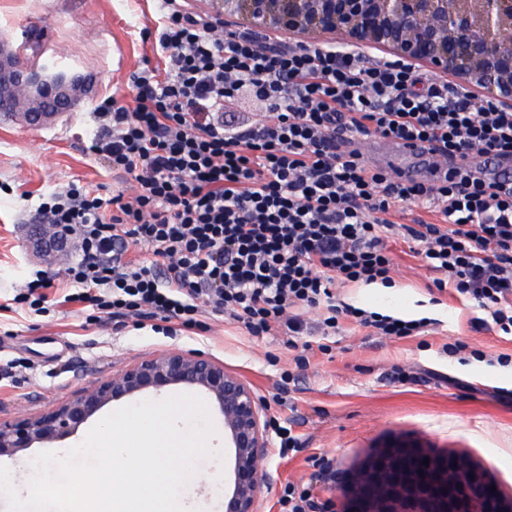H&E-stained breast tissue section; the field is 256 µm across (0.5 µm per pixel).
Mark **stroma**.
<instances>
[{"mask_svg":"<svg viewBox=\"0 0 512 512\" xmlns=\"http://www.w3.org/2000/svg\"><path fill=\"white\" fill-rule=\"evenodd\" d=\"M160 20L158 0H0V39L10 41L36 67L82 73L91 91L71 112L33 129L0 115V303L13 298L32 272L56 271L77 255L63 250L45 257L33 252L31 211L41 194L76 182L105 197L132 195L133 187L113 176L89 150L92 113L104 99L130 101V76L153 58L147 37ZM389 248L395 284L372 289L347 283L338 302L403 318L414 308H432L433 325L404 339L371 335L349 319L339 322L331 354L311 337L308 364L294 366L295 350L284 333L249 335L221 315H205L207 330L170 335L137 327L88 321L82 304L66 302L73 286L54 281L49 312L0 310V417L38 416L78 391L104 382L128 365L165 350L196 352L223 363L245 379L268 405V418L291 425L297 452L283 457L270 443L267 465L273 484L263 512H281L286 482L312 485L319 501L344 512L354 473L376 450L399 443L467 457L512 498V368L443 353L461 339L495 355L512 353V335L472 327L484 312L452 289H433L407 243ZM27 367L4 379L11 360ZM294 378L282 382V370ZM407 380H400V373ZM209 416L213 452L182 489L187 512H223L224 422Z\"/></svg>","mask_w":512,"mask_h":512,"instance_id":"1","label":"stroma"}]
</instances>
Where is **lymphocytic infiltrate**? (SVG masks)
I'll use <instances>...</instances> for the list:
<instances>
[{"label": "lymphocytic infiltrate", "instance_id": "lymphocytic-infiltrate-1", "mask_svg": "<svg viewBox=\"0 0 512 512\" xmlns=\"http://www.w3.org/2000/svg\"><path fill=\"white\" fill-rule=\"evenodd\" d=\"M153 50L159 65L130 77L132 104L98 106L91 151L136 193L103 198L70 183L32 216L72 241L64 270L70 303L92 320L178 321L201 327L203 308L250 335L321 333L341 318L379 336L419 335L404 320L338 303L335 288L391 285L388 242L400 237L453 289L512 335V175L490 179L472 161L512 160V111L474 105L409 64L333 47L287 45L228 31L221 20L163 0ZM247 99L262 119L238 121ZM362 137L431 146L438 164L421 182L370 165ZM424 214L397 220L396 207ZM143 245L152 261L129 259ZM324 308L308 325L305 311Z\"/></svg>", "mask_w": 512, "mask_h": 512}]
</instances>
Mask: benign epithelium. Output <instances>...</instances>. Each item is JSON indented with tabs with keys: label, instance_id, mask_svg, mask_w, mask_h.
Instances as JSON below:
<instances>
[{
	"label": "benign epithelium",
	"instance_id": "7a95c632",
	"mask_svg": "<svg viewBox=\"0 0 512 512\" xmlns=\"http://www.w3.org/2000/svg\"><path fill=\"white\" fill-rule=\"evenodd\" d=\"M209 9L264 34L281 32L305 43L358 50L384 48L403 61L423 62L455 77L459 89L476 100L512 109V39L504 38L512 32V0H209ZM84 91L83 78L62 70L40 72L0 42V112L40 127L69 111ZM48 237L45 228L35 226L36 251L55 249ZM171 387L206 393L224 416V447L232 458L224 512H261L272 485L265 466L266 406L238 374L197 353L161 352L44 414L0 420V457L70 436L112 401ZM450 462L461 470L469 466L458 455L382 448L358 473L347 512H483L489 484L474 477L458 489L448 488Z\"/></svg>",
	"mask_w": 512,
	"mask_h": 512
}]
</instances>
